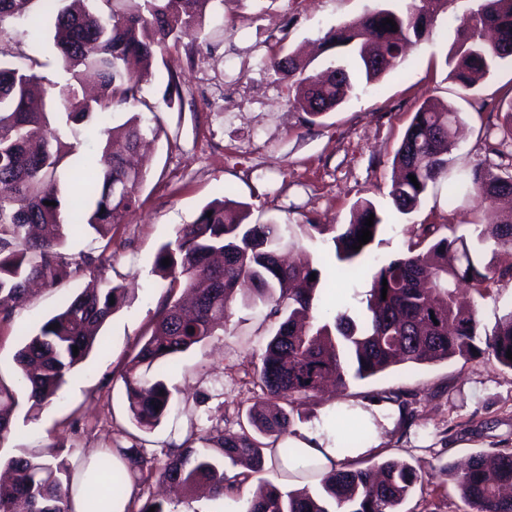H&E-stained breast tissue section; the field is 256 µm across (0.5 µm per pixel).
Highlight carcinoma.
<instances>
[{
  "mask_svg": "<svg viewBox=\"0 0 512 512\" xmlns=\"http://www.w3.org/2000/svg\"><path fill=\"white\" fill-rule=\"evenodd\" d=\"M33 0H0V33L10 18L25 14ZM53 23L58 65L65 74L54 92L50 110L31 106L34 88L42 77L40 63L14 52L0 39V319L12 318L28 298L33 282L54 285L73 280L96 266L100 257L84 253L75 259L64 252L68 236L92 230L112 241V229L136 203L143 176L129 170L125 154L135 151L147 132L133 112L121 125L108 126L110 111L141 102V85L153 76L158 48L177 45L203 29L211 0H140L129 12L125 0H94L80 9L57 7L58 0H40ZM457 0H403L368 11L355 25L331 29L324 41L345 47L355 66L338 65L297 77L293 55L275 54L266 61L277 79L306 84L304 96L293 100L313 123L336 110L352 93L359 77L377 83L397 68L412 46L432 33L435 17ZM391 18V25L382 20ZM512 62V0H475L459 18L457 38L450 50L451 78L472 92L480 79L504 62ZM100 124L105 136L101 151L90 161L91 174L78 181L74 192L79 209L65 212L60 176L84 164L78 142L63 139L64 129ZM459 113L422 104L397 149L390 195L397 209L409 213L421 202L436 176L448 168L454 149ZM416 176L417 183L409 176ZM469 190L489 200L512 196V173L501 175L481 165L467 174ZM56 205H45V202ZM212 215H207V212ZM370 227L377 237L382 219L369 201L357 204L351 221L331 228L310 224L307 231L334 233V274L346 279L370 275L364 298L366 314L354 319L348 303L336 305L331 317L317 314L321 270L308 262L285 265L280 252L297 243L292 224H248L246 206L227 199L207 204L155 256L156 270L168 280L169 291L184 288L191 294L192 312L180 300L169 302L151 334L128 362L124 376L131 421L144 432L157 427L171 408L166 368L180 354L202 344L224 328L233 303H262L277 317L276 330L254 371L271 405L254 404L248 427L238 432L219 426L207 430L195 424L182 442L158 462L136 444L116 445L126 471L117 475L112 458L100 457L92 471L104 476L103 495L116 494L128 479L156 475L176 493L188 494L207 486L220 499L240 493L242 485L265 471L266 458L283 476L308 482L300 490L283 491L272 482L247 499L242 512H400L405 499L425 483L415 469L385 461L367 468L349 462L360 444L357 434L339 443L344 461L323 473L318 463L289 469L295 448H279L291 433L294 403L315 397L324 381L345 388L348 379L365 380L395 362L425 363L487 354L512 369L506 351L512 350V311L494 329L478 334V300L493 287L512 280V214L484 213L470 237L439 235L441 224H422L407 253L378 265L367 261L369 245L352 249L357 235ZM493 242V256L506 263L481 261V250ZM169 259L170 264L162 265ZM316 280H310L311 274ZM387 285H382V280ZM387 295H382V289ZM126 302L120 284L104 281L65 297L39 328L23 332L15 354L17 385L27 394L29 411L38 415L57 396L67 377L88 357L102 349L99 331ZM79 353L73 354V347ZM17 406L15 387L0 380V441L11 432ZM242 471L228 475L226 465ZM9 481H0V512H69L71 494L85 487L87 467L71 463L62 448H42L6 463ZM468 512H512V451L478 452L460 471H448ZM167 512L165 501L148 498L128 502L126 512Z\"/></svg>",
  "mask_w": 512,
  "mask_h": 512,
  "instance_id": "cac0c4a2",
  "label": "carcinoma"
}]
</instances>
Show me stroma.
<instances>
[{
    "label": "stroma",
    "instance_id": "35a3bbf8",
    "mask_svg": "<svg viewBox=\"0 0 512 512\" xmlns=\"http://www.w3.org/2000/svg\"><path fill=\"white\" fill-rule=\"evenodd\" d=\"M381 0H211L199 37H187L157 54L154 78L143 98L158 105L161 130L143 160L145 176L135 206L112 231L111 244L85 233L69 237L67 253L103 252L104 262L79 278L35 289L12 322L0 321V379L15 378L19 329L37 330L60 300L102 280L124 285L127 301L103 329L106 348L92 353L71 375L58 398L39 415L20 402L0 459L23 449L62 447L81 464L113 447L117 429L135 432L127 409L123 373L155 318L168 288L154 270L159 247L191 223L201 208L225 194L248 205L253 224H345L357 203L371 201L382 229L370 255L390 260L405 252L422 224H449L470 234L490 202L457 193L454 182L475 165L512 169V143L501 124L512 105V64L496 68L476 93L448 79L443 60L455 26L440 15L430 40L417 45L395 70L357 89L338 110L317 123L290 104L288 82L266 68L276 50L300 51L306 73L341 63L343 49L324 45L334 27L357 21ZM7 31L16 51L39 58L42 86L52 89L62 73L52 47L50 22L39 8L12 20ZM180 83V102L163 106L169 77ZM453 106L462 118L448 173L440 174L411 213L390 196L392 162L423 102ZM264 305L234 304L223 331L181 354L167 375L173 410L149 433H139L147 456L163 458L191 421L222 419L238 431V415L264 398L253 363L265 347L273 319ZM399 402H391V395ZM388 411L390 425L377 436L371 459L395 458L425 474L428 483L402 504V512H462L446 476L448 464L470 454L512 448V370L486 356L397 364L350 385L327 388L299 402L295 430L315 428L324 408L335 407L339 432H350L353 411L368 405ZM137 432V431H136ZM268 479L288 491L298 481L267 466L240 497L215 499L201 492L168 504V512H240Z\"/></svg>",
    "mask_w": 512,
    "mask_h": 512
}]
</instances>
